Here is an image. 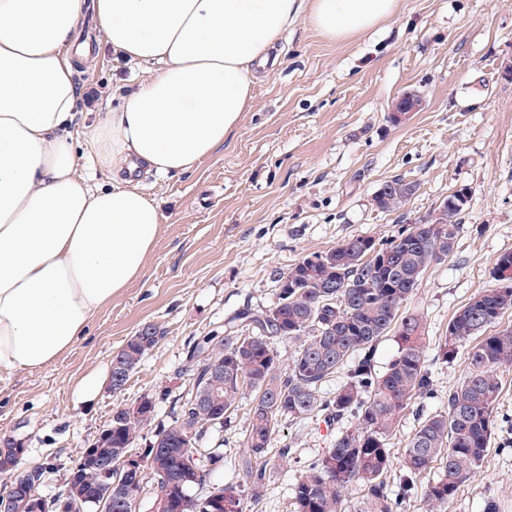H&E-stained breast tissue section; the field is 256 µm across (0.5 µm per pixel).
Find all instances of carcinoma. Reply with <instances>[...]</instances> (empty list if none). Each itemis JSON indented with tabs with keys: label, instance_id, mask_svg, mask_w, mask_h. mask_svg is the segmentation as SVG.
I'll list each match as a JSON object with an SVG mask.
<instances>
[{
	"label": "carcinoma",
	"instance_id": "carcinoma-1",
	"mask_svg": "<svg viewBox=\"0 0 512 512\" xmlns=\"http://www.w3.org/2000/svg\"><path fill=\"white\" fill-rule=\"evenodd\" d=\"M383 186V198L374 203L383 213L399 211L418 191L416 182L402 177ZM461 229L462 211L450 209L441 234L410 224L385 240L358 234L304 257L279 276L273 306L240 310L225 323L224 334L212 331L189 351L185 374L192 387L218 390V401L203 406L190 392L172 401L167 420L158 417L157 398L136 418L119 406L112 409V435L102 448L111 458L110 471L81 457L67 470L61 494L76 502L75 512H138L139 492L149 481L152 512H168L157 507L161 497L175 504L173 512H247L241 490L211 484V476L224 469V451L207 447L206 437L232 422L249 390L254 397L247 451L239 467L250 500H260L266 490V456L279 422L321 417L350 426L305 465L294 487L295 512H347L344 491L352 484L365 490L359 512H401L417 477L435 466L439 475L425 498L431 512H446L460 486L481 469L495 435L500 371L512 368V325H501L512 311V253L498 258L494 286L470 298L448 321L435 358L451 363L467 348L466 374L448 390L446 409L423 415L408 440L401 492L388 489L386 474L393 466L394 429L409 408L434 394L422 317L403 307L423 273L450 255ZM144 328L151 335L147 345L129 340L116 354L130 376L162 339L157 325ZM388 336L396 349L378 373L377 346ZM276 341L297 344L284 367L273 349ZM343 370L346 380L322 392ZM127 453L143 462L133 486L121 462ZM193 455L195 470L187 472L184 460ZM53 470L50 464L1 465L0 475L16 497L8 503L1 497L0 512H26V498L43 496L41 487Z\"/></svg>",
	"mask_w": 512,
	"mask_h": 512
}]
</instances>
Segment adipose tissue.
Listing matches in <instances>:
<instances>
[{"label": "adipose tissue", "instance_id": "ef3b65f1", "mask_svg": "<svg viewBox=\"0 0 512 512\" xmlns=\"http://www.w3.org/2000/svg\"><path fill=\"white\" fill-rule=\"evenodd\" d=\"M396 0H0V371L57 361L144 274L161 212L141 177L193 168L249 110L259 68L300 16L332 40ZM149 63L120 111L79 139L78 27ZM100 165L91 184L80 160Z\"/></svg>", "mask_w": 512, "mask_h": 512}]
</instances>
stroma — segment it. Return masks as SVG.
I'll list each match as a JSON object with an SVG mask.
<instances>
[{"label":"stroma","mask_w":512,"mask_h":512,"mask_svg":"<svg viewBox=\"0 0 512 512\" xmlns=\"http://www.w3.org/2000/svg\"><path fill=\"white\" fill-rule=\"evenodd\" d=\"M78 40L97 51L93 64L77 65L80 111L119 109L146 65L113 62L93 19ZM274 56L223 146L191 170L143 178L161 207V236L143 277L56 362L32 373H0V438L22 446L23 467L54 463L44 493L62 488L113 407L144 394L186 392L181 369L189 345L223 330L243 307L273 305L280 273L302 258L357 234L389 238L427 217L456 187H470L453 251L426 270L408 303L434 348L454 311L492 285L497 258L512 252V79L501 75L512 58V0H397L392 16L336 41L302 16ZM409 90L423 107L393 122L391 105ZM395 176L419 190L399 212L384 214L372 196ZM149 323L164 337L125 391L104 387L83 402L81 378L108 373L113 353ZM501 379L495 439L447 512H482L488 497L500 512H512V370ZM251 402L244 395L224 429L217 483L243 482L237 463ZM335 437L313 421L282 420L267 453V490L249 512H294L304 462Z\"/></svg>","instance_id":"35a3bbf8"}]
</instances>
